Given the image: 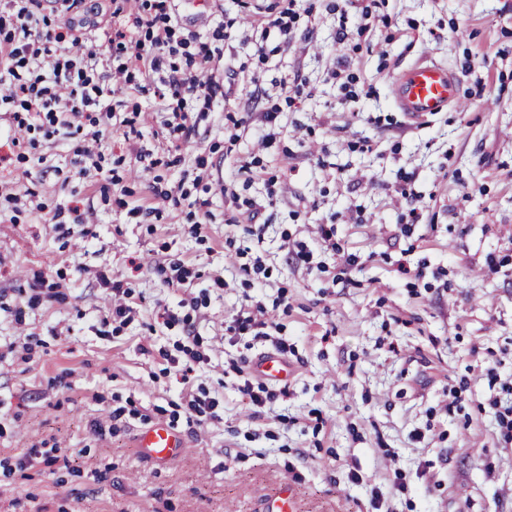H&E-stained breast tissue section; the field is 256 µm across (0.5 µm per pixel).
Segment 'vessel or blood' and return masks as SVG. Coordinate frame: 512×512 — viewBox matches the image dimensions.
<instances>
[{"label":"vessel or blood","instance_id":"b4317fda","mask_svg":"<svg viewBox=\"0 0 512 512\" xmlns=\"http://www.w3.org/2000/svg\"><path fill=\"white\" fill-rule=\"evenodd\" d=\"M393 95L399 110L409 119L418 120L452 105L459 97V90L455 80L440 65L420 62L395 79ZM250 369L256 376L276 383L288 382L294 374L293 366L276 352L258 355ZM136 446L145 458L169 463L184 453L187 444L175 428L157 423L138 434ZM260 512H298L293 484H282L274 497L262 502Z\"/></svg>","mask_w":512,"mask_h":512}]
</instances>
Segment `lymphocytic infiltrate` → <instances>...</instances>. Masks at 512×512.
<instances>
[{
	"mask_svg": "<svg viewBox=\"0 0 512 512\" xmlns=\"http://www.w3.org/2000/svg\"><path fill=\"white\" fill-rule=\"evenodd\" d=\"M11 14L0 15V102L20 106L18 129L31 131L43 126L75 128L85 113L112 112L114 91L128 90L134 77L159 80L158 92L167 125L175 132L190 133L191 117L184 103L185 94L196 95L211 104L223 93L209 63L211 51L200 45L185 68L164 67L162 52L174 40L163 0H156L150 16H136L134 26L144 29V37L129 36L118 42L124 60L111 72L115 88L105 87L97 74L98 56L93 50L66 55L57 45L78 44L82 38L71 31H44L40 0H9Z\"/></svg>",
	"mask_w": 512,
	"mask_h": 512,
	"instance_id": "1",
	"label": "lymphocytic infiltrate"
}]
</instances>
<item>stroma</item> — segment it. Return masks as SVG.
Masks as SVG:
<instances>
[{"label":"stroma","instance_id":"35a3bbf8","mask_svg":"<svg viewBox=\"0 0 512 512\" xmlns=\"http://www.w3.org/2000/svg\"><path fill=\"white\" fill-rule=\"evenodd\" d=\"M129 8L41 2L112 67ZM175 10L188 43L165 64L207 43L224 84L207 109L186 95L190 139L147 82L121 97L126 125L85 124L104 133L94 169L65 132L22 138L0 112V512H259L287 480L299 512H512V0ZM425 59L461 101L414 122L392 84ZM165 191L209 198L201 234ZM257 303L269 339L229 340ZM279 339L296 372L257 410L247 366ZM195 345L209 360L182 375L170 360ZM200 393L217 418L188 413ZM159 422L188 444L169 464L135 446Z\"/></svg>","mask_w":512,"mask_h":512}]
</instances>
